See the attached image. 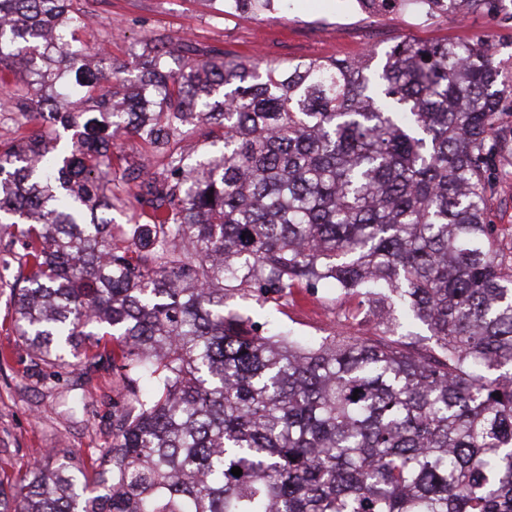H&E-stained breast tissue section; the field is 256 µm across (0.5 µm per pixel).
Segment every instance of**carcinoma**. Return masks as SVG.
Instances as JSON below:
<instances>
[{"label":"carcinoma","mask_w":512,"mask_h":512,"mask_svg":"<svg viewBox=\"0 0 512 512\" xmlns=\"http://www.w3.org/2000/svg\"><path fill=\"white\" fill-rule=\"evenodd\" d=\"M391 2L411 12L358 0ZM423 2L430 20L504 0ZM82 25L74 0H0V79L30 77L11 111L79 129L0 145V233L24 249L17 335L49 368L107 364L124 408L93 475L37 459L0 512H512V268L485 219L512 73L485 41L403 40L375 66L156 33L120 62ZM204 127L217 150L191 164ZM129 139L162 166L123 173L151 217L118 234ZM325 283L380 313L379 339L261 335L235 303Z\"/></svg>","instance_id":"carcinoma-1"}]
</instances>
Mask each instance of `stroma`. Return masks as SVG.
I'll use <instances>...</instances> for the list:
<instances>
[{"label": "stroma", "mask_w": 512, "mask_h": 512, "mask_svg": "<svg viewBox=\"0 0 512 512\" xmlns=\"http://www.w3.org/2000/svg\"><path fill=\"white\" fill-rule=\"evenodd\" d=\"M85 11L82 39L125 59L141 52L143 40L163 33L174 41L216 45L225 52L270 60L354 58L366 50H388L404 39L421 43L469 42L488 35L493 55L512 70V5L491 17L477 13L460 23L448 17L422 21L407 13H362L356 0H277L274 10L256 16L225 14L206 0H80ZM505 261H512V165L497 178L487 211ZM13 273L0 275V479L10 480L41 458L47 449L98 458L112 441V414L123 404V391L111 370L81 376L67 369L35 373L34 355L13 327L10 294ZM356 298L332 288L294 289L291 295L253 306V321L276 322L309 340L332 333L375 336V324L353 318ZM85 395L86 413L67 415L65 403Z\"/></svg>", "instance_id": "1"}]
</instances>
